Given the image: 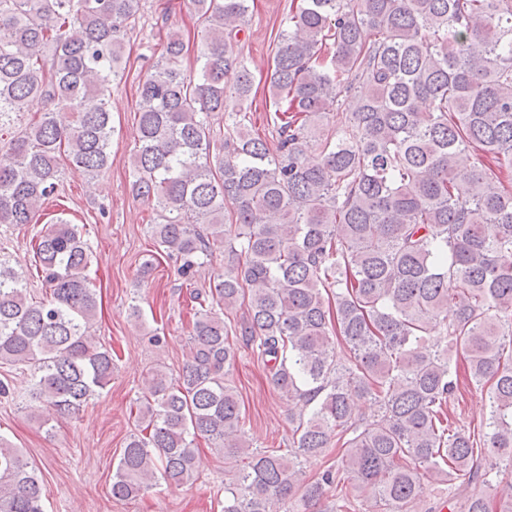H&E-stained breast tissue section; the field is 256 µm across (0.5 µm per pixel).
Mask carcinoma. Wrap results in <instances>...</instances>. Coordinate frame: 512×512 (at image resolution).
Segmentation results:
<instances>
[{
  "label": "carcinoma",
  "mask_w": 512,
  "mask_h": 512,
  "mask_svg": "<svg viewBox=\"0 0 512 512\" xmlns=\"http://www.w3.org/2000/svg\"><path fill=\"white\" fill-rule=\"evenodd\" d=\"M137 2L0 0V224L33 223L61 154L92 179L108 169L106 96ZM191 3L198 68L168 31L138 85L131 189L160 213L148 232L185 280L221 248L230 267L190 292L179 373L146 374L112 498L194 483L203 438L247 459L224 512H311L331 488L329 512H413L427 478L448 486V512H512V0H297L267 74V136L235 50L249 0ZM36 97L52 108L13 132ZM333 105L345 119L330 132ZM34 255L38 301L0 261V366L29 369L39 407L73 417L112 380L92 253L59 219ZM243 346L299 403L286 454L245 431L230 380ZM462 377L487 398L478 433L448 428ZM330 448L336 464L308 477ZM46 497L0 434V512H44Z\"/></svg>",
  "instance_id": "1"
}]
</instances>
